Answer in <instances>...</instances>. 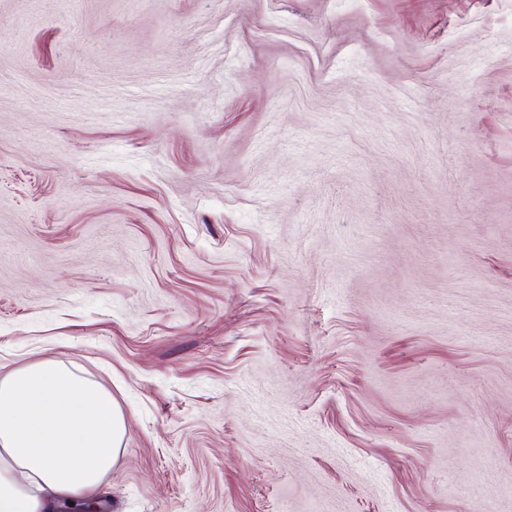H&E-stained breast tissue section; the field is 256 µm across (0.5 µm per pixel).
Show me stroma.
<instances>
[{"label":"stroma","instance_id":"obj_1","mask_svg":"<svg viewBox=\"0 0 512 512\" xmlns=\"http://www.w3.org/2000/svg\"><path fill=\"white\" fill-rule=\"evenodd\" d=\"M111 389L102 512H512V0H0V373Z\"/></svg>","mask_w":512,"mask_h":512}]
</instances>
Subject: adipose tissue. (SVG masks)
<instances>
[{"label": "adipose tissue", "instance_id": "1", "mask_svg": "<svg viewBox=\"0 0 512 512\" xmlns=\"http://www.w3.org/2000/svg\"><path fill=\"white\" fill-rule=\"evenodd\" d=\"M125 414L105 386L52 357L0 375V512H57L97 491Z\"/></svg>", "mask_w": 512, "mask_h": 512}]
</instances>
